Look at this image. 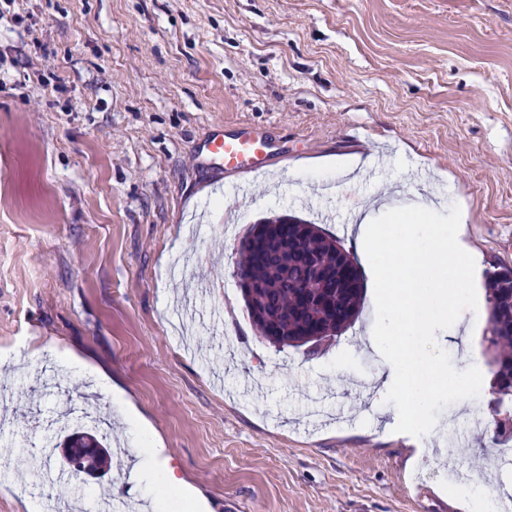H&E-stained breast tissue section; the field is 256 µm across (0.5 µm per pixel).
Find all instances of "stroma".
Instances as JSON below:
<instances>
[{"label":"stroma","mask_w":512,"mask_h":512,"mask_svg":"<svg viewBox=\"0 0 512 512\" xmlns=\"http://www.w3.org/2000/svg\"><path fill=\"white\" fill-rule=\"evenodd\" d=\"M248 122L300 154L237 178L199 168L212 125ZM359 154L348 177L300 174ZM461 209L485 273L512 267V0H0V512H27L19 451L67 405L97 415L124 468L77 484L156 512H466L490 469L491 390L395 432L388 363L361 338L374 280L354 232L368 200ZM293 214L334 234L367 291L308 355L262 341L232 275L236 238ZM437 344L493 381L487 322ZM237 330L240 348L225 344ZM159 450L184 488L132 481Z\"/></svg>","instance_id":"obj_1"}]
</instances>
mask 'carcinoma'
<instances>
[{
  "label": "carcinoma",
  "mask_w": 512,
  "mask_h": 512,
  "mask_svg": "<svg viewBox=\"0 0 512 512\" xmlns=\"http://www.w3.org/2000/svg\"><path fill=\"white\" fill-rule=\"evenodd\" d=\"M261 224H278L283 240L269 246L262 236L244 235L234 254V267L258 286L254 300L264 310L261 321L252 322L259 336L286 324L311 335L323 328L331 334L351 327L359 315L364 288H351L338 271L341 243L318 225L295 215L282 214L259 219ZM329 274L310 278V264ZM489 309V343L494 348L496 380L495 408L512 399V269L486 273ZM56 448H81L89 468L97 469L95 449L102 447L95 435L75 431Z\"/></svg>",
  "instance_id": "cac0c4a2"
}]
</instances>
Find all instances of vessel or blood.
Masks as SVG:
<instances>
[{
  "instance_id": "b4317fda",
  "label": "vessel or blood",
  "mask_w": 512,
  "mask_h": 512,
  "mask_svg": "<svg viewBox=\"0 0 512 512\" xmlns=\"http://www.w3.org/2000/svg\"><path fill=\"white\" fill-rule=\"evenodd\" d=\"M194 154L201 165L232 176L264 170L284 156L264 128L248 124L233 131L213 126L207 137L195 146Z\"/></svg>"
}]
</instances>
